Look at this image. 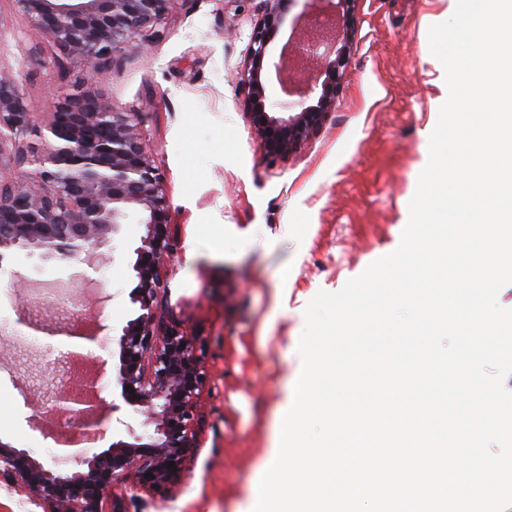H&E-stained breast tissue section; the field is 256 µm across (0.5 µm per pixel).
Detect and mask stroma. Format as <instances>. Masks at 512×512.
<instances>
[{"label":"stroma","instance_id":"1","mask_svg":"<svg viewBox=\"0 0 512 512\" xmlns=\"http://www.w3.org/2000/svg\"><path fill=\"white\" fill-rule=\"evenodd\" d=\"M456 0H358L349 64L318 131L276 162L264 159L245 111L240 76L265 0H178L149 52H117L92 85L118 112L146 115L147 151L163 175L176 247L160 267V331L204 339L208 382L195 406L194 446L164 492L140 489L126 512H253L275 458L302 370L304 309L336 292L400 244L409 203L448 96L431 54L430 26ZM56 50L30 30L14 0H0V74L13 78L44 122L72 80ZM262 110L297 111L298 93L263 70ZM144 225H121L100 248L102 293L66 317L43 279L68 280L81 258L16 251L0 263V316L38 345L0 335V441L51 462L83 441L52 406L60 386L111 372L112 331L132 315L133 250ZM96 332L91 355L52 357L54 337Z\"/></svg>","mask_w":512,"mask_h":512}]
</instances>
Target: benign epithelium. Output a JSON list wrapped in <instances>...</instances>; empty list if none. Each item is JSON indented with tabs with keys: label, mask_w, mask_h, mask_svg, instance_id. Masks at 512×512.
<instances>
[{
	"label": "benign epithelium",
	"mask_w": 512,
	"mask_h": 512,
	"mask_svg": "<svg viewBox=\"0 0 512 512\" xmlns=\"http://www.w3.org/2000/svg\"><path fill=\"white\" fill-rule=\"evenodd\" d=\"M31 29L40 32L64 58L100 74L117 51L143 50L159 37L158 26L177 0H15ZM266 13L254 27L241 85L246 102L264 95L262 69L269 31L282 24L297 0H265ZM356 0H336L341 16L310 13L299 41L280 58V66L325 76L316 104L287 117L250 110L266 154L290 153L317 129L335 103L334 86L348 65L352 29L344 24ZM92 78L76 80L56 105L52 118L33 119L24 94L0 74V263L13 251H45L71 259L99 249L109 234L134 216L147 235L133 250L137 280L130 300L135 316L120 329L118 363L112 380L121 398L144 415L140 428L125 424L130 440L95 451L79 448L80 469L53 461L45 466L19 460L24 449L0 441V486L29 495L43 512H103V488L120 490L112 512L139 486L156 490L174 475L192 448L194 408L207 382L204 345L173 330L157 334L156 302L166 291L160 259L175 244L164 216L169 201L161 174L146 150L144 114L116 112L97 100ZM23 170L30 182L10 181L1 173ZM54 408L96 434L103 421L121 410H104L91 380L53 397ZM148 442H143V439ZM148 452H142V449ZM151 476H146V473Z\"/></svg>",
	"instance_id": "7a95c632"
}]
</instances>
